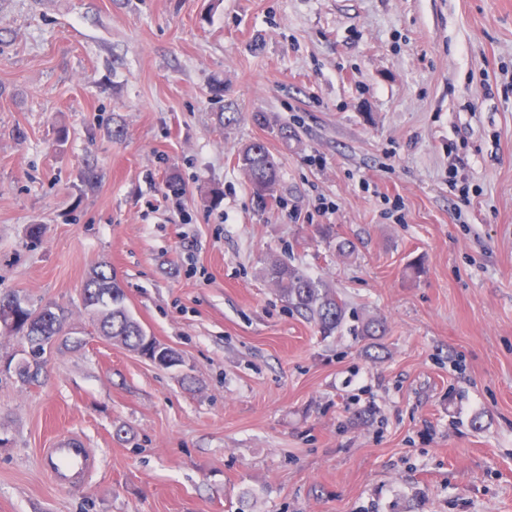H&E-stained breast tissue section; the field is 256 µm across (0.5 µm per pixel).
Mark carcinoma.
I'll list each match as a JSON object with an SVG mask.
<instances>
[{
  "instance_id": "obj_1",
  "label": "carcinoma",
  "mask_w": 512,
  "mask_h": 512,
  "mask_svg": "<svg viewBox=\"0 0 512 512\" xmlns=\"http://www.w3.org/2000/svg\"><path fill=\"white\" fill-rule=\"evenodd\" d=\"M238 160L253 197L266 205L263 192L276 188L278 183L276 161L261 141L241 148ZM264 275L276 287L286 306L315 322L321 334L330 336L344 324L346 305L323 282L277 258L268 262ZM82 301L97 310L93 320L102 335L112 337L132 351L142 348V325L128 309L125 295L119 291L112 273L102 269L94 272L83 289ZM57 310L56 319L47 323L37 316V311L22 307L18 298L0 297V320L14 322L15 329L27 336L29 349L38 353L45 352L51 338L62 335L65 330L69 312L60 306ZM41 370L42 363L36 360L17 367V375L22 382L30 384L38 381Z\"/></svg>"
}]
</instances>
